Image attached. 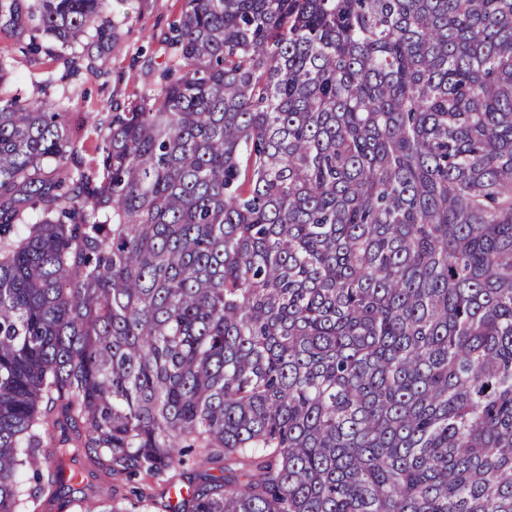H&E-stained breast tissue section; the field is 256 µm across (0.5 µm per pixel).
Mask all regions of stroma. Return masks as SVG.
<instances>
[{
	"mask_svg": "<svg viewBox=\"0 0 512 512\" xmlns=\"http://www.w3.org/2000/svg\"><path fill=\"white\" fill-rule=\"evenodd\" d=\"M184 8V0H111L106 14L111 35L91 34L82 40L76 48L77 69L66 81L61 78L62 61L43 52L22 53L27 31L0 27V59L11 71L0 95L33 100L66 95L68 125L78 130L79 159L94 164L100 155L99 124L137 104L159 70L170 65L171 48L164 37ZM50 74L58 76L59 83L47 88L43 80ZM70 468L72 480L58 499L44 504L43 512H70L68 500L100 495L99 481L83 462H73Z\"/></svg>",
	"mask_w": 512,
	"mask_h": 512,
	"instance_id": "stroma-1",
	"label": "stroma"
}]
</instances>
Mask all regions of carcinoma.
<instances>
[{
	"instance_id": "cac0c4a2",
	"label": "carcinoma",
	"mask_w": 512,
	"mask_h": 512,
	"mask_svg": "<svg viewBox=\"0 0 512 512\" xmlns=\"http://www.w3.org/2000/svg\"><path fill=\"white\" fill-rule=\"evenodd\" d=\"M104 3L0 23L71 64ZM165 40L94 166L0 96V512L80 456L72 512H512V0H186Z\"/></svg>"
}]
</instances>
